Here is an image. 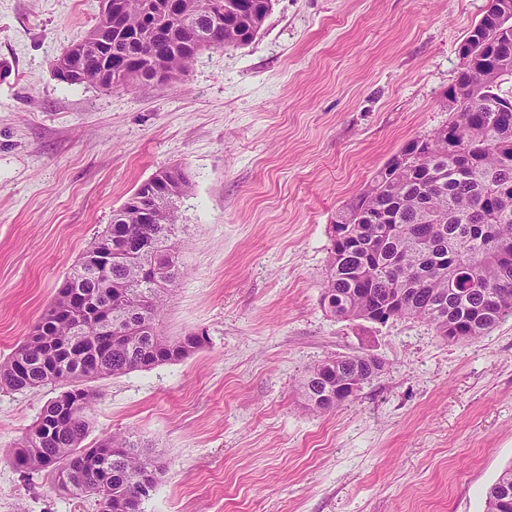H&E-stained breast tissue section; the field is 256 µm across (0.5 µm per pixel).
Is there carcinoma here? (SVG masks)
Segmentation results:
<instances>
[{"label":"carcinoma","mask_w":512,"mask_h":512,"mask_svg":"<svg viewBox=\"0 0 512 512\" xmlns=\"http://www.w3.org/2000/svg\"><path fill=\"white\" fill-rule=\"evenodd\" d=\"M161 0H124L127 38L104 41L112 17L103 0L97 23L53 63L54 73L75 68L71 85L110 90L146 82L160 59L166 82L175 84L196 55L183 44L204 35L201 48H224L254 39L273 8L270 0H245L233 18L225 0H177L175 10ZM486 41L480 60L464 76L468 97L448 123L400 150L405 163L378 169L352 202V213L382 212L393 232L377 241L378 258L366 264L361 253L328 251L321 297L346 320H374L387 310L394 318L414 317L455 342L476 341L512 315V19ZM179 187L146 203L142 219L132 195L112 215V224L94 235L82 257L58 288L32 332L0 362V389L35 390L63 385L22 437L7 462L23 472L46 471L60 493L90 499L97 512H144L143 486L155 489L164 467L144 453L132 437L114 433L96 445L82 442L90 427L95 395L85 382L181 361L205 342L188 332L166 336L159 318L181 275L177 253L178 203L191 183L182 171L164 170ZM141 249L147 263L96 260L127 248ZM166 287L152 288L156 271ZM122 328L104 333L106 322ZM382 367L374 357L351 355L341 365L329 357L300 383L301 396L319 412L336 409L323 398L352 374L373 380ZM512 491V467L486 492V512H512L503 492Z\"/></svg>","instance_id":"cac0c4a2"}]
</instances>
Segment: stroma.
<instances>
[{
  "instance_id": "obj_1",
  "label": "stroma",
  "mask_w": 512,
  "mask_h": 512,
  "mask_svg": "<svg viewBox=\"0 0 512 512\" xmlns=\"http://www.w3.org/2000/svg\"><path fill=\"white\" fill-rule=\"evenodd\" d=\"M486 6L274 0L251 43L201 51L180 82L106 91L53 73L100 0H0V358L137 186L175 166L191 182L160 323L203 347L89 383V440L128 432L165 469L145 512H484L512 465V318L452 342L320 295L339 209L447 123ZM339 354L383 370L317 412L297 384ZM59 393L0 390V512H96L6 461ZM484 43V30L482 28H474L470 33V37L463 42L459 50L463 63L466 66L473 67L475 65L477 55Z\"/></svg>"
}]
</instances>
